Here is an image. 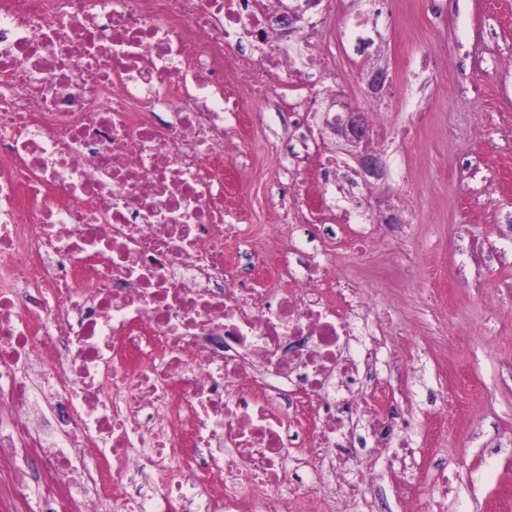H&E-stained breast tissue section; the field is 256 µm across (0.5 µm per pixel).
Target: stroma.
<instances>
[{"label":"stroma","mask_w":512,"mask_h":512,"mask_svg":"<svg viewBox=\"0 0 512 512\" xmlns=\"http://www.w3.org/2000/svg\"><path fill=\"white\" fill-rule=\"evenodd\" d=\"M433 18L413 13L410 0H344L337 30L378 31L382 46L358 52L336 43V66L346 101L367 109V72L385 67L402 85L410 64L429 55L424 100L436 114L416 139L393 145L384 161L388 177L376 181L383 207L412 192L415 210L395 240L407 276L389 284L378 265L349 261L342 242L350 227H335L337 265L366 285L374 314L408 324L403 356L410 362L412 404L407 432L422 454L420 479L453 472L444 512H499L512 493V0H446ZM247 180L246 219L264 237L270 213L255 190L278 165L275 150L256 129ZM438 269L446 278L423 293L417 276ZM457 411L447 428L428 423L446 393Z\"/></svg>","instance_id":"1"}]
</instances>
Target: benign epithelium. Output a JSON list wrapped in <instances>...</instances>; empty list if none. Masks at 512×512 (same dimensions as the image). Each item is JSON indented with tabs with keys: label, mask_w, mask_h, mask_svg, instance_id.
<instances>
[{
	"label": "benign epithelium",
	"mask_w": 512,
	"mask_h": 512,
	"mask_svg": "<svg viewBox=\"0 0 512 512\" xmlns=\"http://www.w3.org/2000/svg\"><path fill=\"white\" fill-rule=\"evenodd\" d=\"M388 72L384 67H373L368 72V87L374 94L381 93L387 82ZM337 108L336 118L325 123V129L336 138L343 150L356 157L360 172L365 177L380 179L385 175L382 158L366 150L369 129L365 113L340 97L330 100L324 107L329 112Z\"/></svg>",
	"instance_id": "1"
}]
</instances>
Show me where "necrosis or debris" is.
I'll return each instance as SVG.
<instances>
[{
  "instance_id": "1",
  "label": "necrosis or debris",
  "mask_w": 512,
  "mask_h": 512,
  "mask_svg": "<svg viewBox=\"0 0 512 512\" xmlns=\"http://www.w3.org/2000/svg\"><path fill=\"white\" fill-rule=\"evenodd\" d=\"M331 13L288 0H0V512H314L374 504L377 449L414 468L393 422L404 328L284 230L315 223L341 159ZM286 112L265 242L226 206L224 116ZM372 192L371 182H363ZM371 255L381 214L342 211Z\"/></svg>"
}]
</instances>
